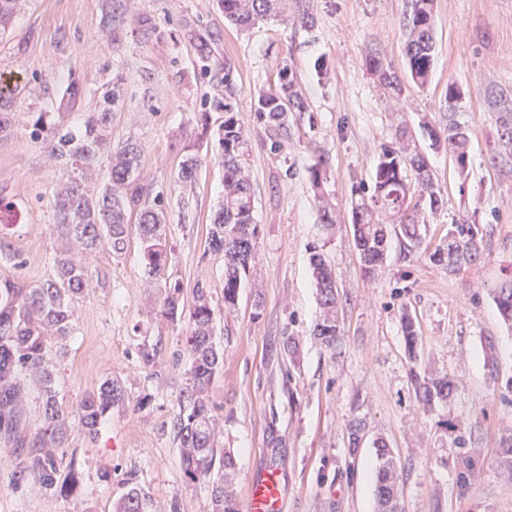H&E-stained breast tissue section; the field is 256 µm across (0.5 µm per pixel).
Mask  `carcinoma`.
Here are the masks:
<instances>
[{
    "mask_svg": "<svg viewBox=\"0 0 512 512\" xmlns=\"http://www.w3.org/2000/svg\"><path fill=\"white\" fill-rule=\"evenodd\" d=\"M218 5L227 20L243 28L281 16L305 29L315 25L305 0H295V10L287 17L284 0H218ZM21 6L22 0H0V35L12 28ZM403 28L410 76L424 86L435 59L434 0H407ZM365 65L388 95H401V82L385 57L371 50ZM123 84V75L113 74L101 100L76 129L66 120L65 112L32 113L31 139L40 143L51 158L60 161L64 170L65 179L53 193L52 209L55 223L64 228L66 244L55 258L54 273L42 283L32 286L19 279L0 280V440L13 448L15 484L33 481L53 496H72L81 479L75 461L65 468L61 466L60 450L67 440L69 419L77 420L85 437L92 440L103 418L125 402L122 386L107 378L70 412L57 397L49 368L52 342L70 334L75 304L94 281L82 257L104 247L114 255L123 253L128 245L127 216L140 202L139 146L128 141L119 149H112V113L124 102ZM22 92L23 87L18 84L0 87L1 139L8 136L15 124L16 99ZM83 94L82 85L74 78L63 88L61 103L72 109L82 101ZM462 98L460 88L448 85V124L439 130L426 125L424 130L433 145L448 150L463 174L470 166L469 134L454 119ZM494 104L503 106L499 113V142L512 158V109L502 99L494 100ZM305 111L306 100L291 67L285 64L279 71V84L259 95L254 119L267 128L271 149L279 151L291 139L288 113ZM219 149L224 198L213 213L207 242L211 252L224 254L220 303L214 302L211 288L201 280L191 288V303H186L183 283L168 275L171 246L166 211L161 203L141 212L138 242L146 282L161 292L159 315L174 322L188 313L184 342L190 353L189 383L180 395L179 412L172 423L184 478L189 484H211L212 512H239L235 498L224 491V482L236 461L233 453L219 444V408L209 391L224 370V348L215 338L217 315L236 310L243 282L253 267L260 229L255 224L250 175L243 163L248 150L244 124L228 102L224 103ZM104 154L108 160V179L100 189L92 191L90 178ZM328 162L327 155L321 152L308 168L309 180L317 190L319 223L325 228L337 224L336 209L322 189ZM199 165L197 156H188L181 165L179 181L185 186L193 184ZM410 171L414 172L412 180L408 178ZM444 204V195L432 178L428 161L413 139L402 132L395 140L382 144L372 182H360L352 189L351 223L364 275L373 278L384 266L393 234L400 237L406 255L416 252L422 245L429 218ZM483 238L481 226L470 219L452 224L448 240L436 247L430 259L450 272H460L481 258ZM309 264L322 309L313 336L332 348L341 335L336 313V273L317 246L312 247ZM494 302L503 321L511 323L512 282L496 289ZM402 331L408 357L414 360L418 328L407 313L402 318ZM22 374L29 377L37 390L41 408L40 425L32 434L27 432L28 393L21 383ZM409 378L416 395L428 406L447 402L454 395V383L446 375L423 376L412 368ZM455 448L459 482L463 484L474 467V459L466 451L464 437L455 439ZM376 451L377 512H402L394 456L381 441L377 442ZM123 483L126 493L117 502L116 512H148L138 469L126 471Z\"/></svg>",
    "mask_w": 512,
    "mask_h": 512,
    "instance_id": "cac0c4a2",
    "label": "carcinoma"
}]
</instances>
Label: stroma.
<instances>
[{
  "label": "stroma",
  "instance_id": "stroma-1",
  "mask_svg": "<svg viewBox=\"0 0 512 512\" xmlns=\"http://www.w3.org/2000/svg\"><path fill=\"white\" fill-rule=\"evenodd\" d=\"M109 0H29L15 27L0 37V82L21 84L13 134L0 139V279L44 281L64 240L50 207L61 172L27 128L30 113L57 111L58 87L79 78L85 102L98 101L113 73L124 76V103L112 115V144L136 141L146 203L167 208L172 260L168 273L213 294L224 282V258L207 248L211 218L224 195V172L214 161L224 121V74H231L235 110L249 128L244 163L251 174L260 226L254 271L260 292L241 291L237 313L218 330L224 373L213 401L224 415L223 444L236 457L232 489L243 498L249 481L269 462L279 469L285 512H376L377 442L391 448L400 472L403 512H512V477L494 450L512 435V328L501 320L493 290L512 281V170L495 161L498 109L512 99V0H435L436 57L430 82L407 72L403 14L406 0H314L313 28L271 19L242 30L228 23L217 0H132L118 25L105 22ZM151 19L162 32L146 42L136 31ZM212 35L208 64L195 43ZM379 50L402 84L401 101L384 95L365 55ZM330 65L320 81L317 58ZM289 61L309 105L297 118L296 144L277 153L251 109L259 91L279 82ZM465 93L457 114L470 137V172L461 176L447 152L433 149L421 129L448 121V86ZM207 114V126L197 123ZM406 130L425 153L446 204L425 240L405 258L390 239L385 270L365 277L350 221L351 188L369 180L382 143ZM329 157L326 190L336 227L318 221L308 169L315 150ZM203 163L183 187L178 171L188 154ZM487 227L481 259L458 274L430 255L462 217ZM320 247L341 286L342 329L335 348L312 338L320 316L309 269ZM86 263L99 281L76 310L65 348L52 351L54 384L67 405L118 380L126 394L95 440L71 428L67 458L82 472L76 495L54 497L38 485L14 488L0 452V512H113L126 491L125 472L137 468L150 512H208L207 485L187 484L171 428L189 379L185 322L155 318L159 291L144 288L138 244L121 255L101 250ZM410 311L419 328L420 369L448 375L451 401L423 410L409 380L401 327ZM299 339L296 362L283 353L285 337ZM161 342L152 363L142 344ZM365 436L350 451L346 427ZM464 434L477 461L461 486L453 439Z\"/></svg>",
  "mask_w": 512,
  "mask_h": 512
}]
</instances>
